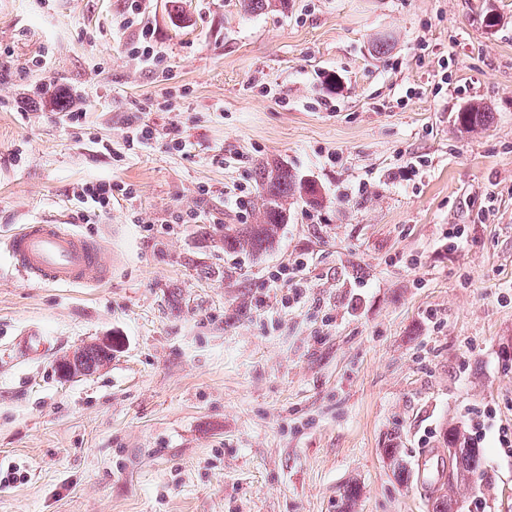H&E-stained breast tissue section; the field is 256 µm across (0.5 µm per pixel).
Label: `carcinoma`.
<instances>
[{
  "instance_id": "1",
  "label": "carcinoma",
  "mask_w": 512,
  "mask_h": 512,
  "mask_svg": "<svg viewBox=\"0 0 512 512\" xmlns=\"http://www.w3.org/2000/svg\"><path fill=\"white\" fill-rule=\"evenodd\" d=\"M288 0H242L245 11L262 14L277 7L286 8ZM487 112L479 103H470L459 112L457 122L464 131H472L486 122ZM258 188V203L255 223L243 227H224V250L246 251L257 254L272 248L277 242L283 224L287 223L288 204L291 200H302L309 205L319 203L320 188L308 184L305 179L288 166L278 161H262L254 170ZM86 368L97 369L112 362V347L98 346L82 355ZM450 447L448 458L451 466L442 475L443 482L431 497L432 512H459L462 499L458 492L470 487V480L482 468L480 449L471 446L468 436L456 426L448 427L444 433ZM384 454L393 464V471L405 479L408 470L400 458V449L391 446Z\"/></svg>"
}]
</instances>
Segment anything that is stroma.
Returning <instances> with one entry per match:
<instances>
[{"mask_svg":"<svg viewBox=\"0 0 512 512\" xmlns=\"http://www.w3.org/2000/svg\"><path fill=\"white\" fill-rule=\"evenodd\" d=\"M128 5L0 0V238L58 220L111 264L29 284L0 253V512H429L443 427L512 430V0H151L156 66L127 54ZM476 101L488 122L460 131ZM136 125L153 139L129 145ZM267 158L323 202L290 205L269 251H226V192ZM98 181L111 209L82 223ZM190 207L204 223H172ZM30 329L50 351L14 352ZM105 336L110 364L59 375ZM481 453L462 512H512V447ZM78 202L84 204L86 209H80L77 212V218L88 223L90 215L99 216L102 212L110 208L112 204V183L98 182L95 184H85L77 192ZM98 213V215H97Z\"/></svg>","mask_w":512,"mask_h":512,"instance_id":"1","label":"stroma"}]
</instances>
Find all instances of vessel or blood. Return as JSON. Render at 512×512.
Segmentation results:
<instances>
[{"label": "vessel or blood", "mask_w": 512, "mask_h": 512, "mask_svg": "<svg viewBox=\"0 0 512 512\" xmlns=\"http://www.w3.org/2000/svg\"><path fill=\"white\" fill-rule=\"evenodd\" d=\"M0 246L18 274L32 283L94 286L109 278L102 242L67 224L34 219Z\"/></svg>", "instance_id": "vessel-or-blood-1"}]
</instances>
